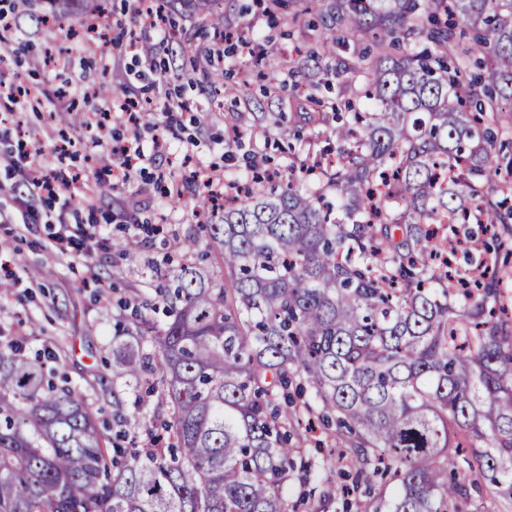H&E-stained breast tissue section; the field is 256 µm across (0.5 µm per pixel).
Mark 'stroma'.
I'll return each instance as SVG.
<instances>
[{"instance_id": "obj_1", "label": "stroma", "mask_w": 512, "mask_h": 512, "mask_svg": "<svg viewBox=\"0 0 512 512\" xmlns=\"http://www.w3.org/2000/svg\"><path fill=\"white\" fill-rule=\"evenodd\" d=\"M328 0H284L269 11L268 0H221L224 30L231 40L217 42L199 14L174 12L173 20L156 28L138 15V0H112L99 13L95 0L82 12L37 21L21 5L16 27L0 33V72L15 85L46 96L60 86L89 87L92 98L67 97V105L83 113L120 98L145 99L147 118L167 133V146L157 149L150 130L116 125L113 137L142 148V171L133 183L99 178L101 168H118L121 154L103 147L78 145L59 160L55 136L59 126L42 107L15 112L0 94V115L15 113L21 126L0 135V201L12 203L21 184L10 162L40 151L52 169L80 171L96 194L93 208L76 207L71 224H99L107 248L94 259L50 255L53 223L0 222V280L11 282L0 293V336L23 341L27 355L52 348L55 364L83 393L91 411L106 422L135 412L139 394L122 386L112 373V338L130 327V306L154 294L150 262L161 261L175 237L192 235L195 213L208 199L189 170L201 163L216 177L241 178L249 161L289 177V165L312 164L336 151V110L359 101L364 83L341 76L345 64L362 54H377L372 36L339 32L334 55L314 64L305 53L322 31ZM109 31L108 41L80 37L90 17ZM137 38L153 52L146 68L128 49ZM114 67L103 73L102 59ZM224 71V80L246 88L230 101L215 96L209 72ZM178 187L176 205L165 202L166 190ZM135 238L140 250L121 259L120 245Z\"/></svg>"}]
</instances>
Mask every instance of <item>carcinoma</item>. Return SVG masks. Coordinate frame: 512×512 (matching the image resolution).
I'll list each match as a JSON object with an SVG mask.
<instances>
[{
  "label": "carcinoma",
  "mask_w": 512,
  "mask_h": 512,
  "mask_svg": "<svg viewBox=\"0 0 512 512\" xmlns=\"http://www.w3.org/2000/svg\"><path fill=\"white\" fill-rule=\"evenodd\" d=\"M175 1L224 39L219 0ZM322 23L316 63L338 30L410 49L346 67L373 111L348 106L322 184L248 192L178 244L217 246L225 283L179 265L156 286L165 321L141 314L113 344L116 377L159 392L166 437L107 448L70 382L0 341V512H296L288 485L328 472L292 447L297 378L368 512L512 506V314L491 272L512 257L492 181L512 172V0H332ZM211 85L241 93L217 68ZM440 212L459 215L455 236L493 231V250L456 264Z\"/></svg>",
  "instance_id": "obj_1"
}]
</instances>
